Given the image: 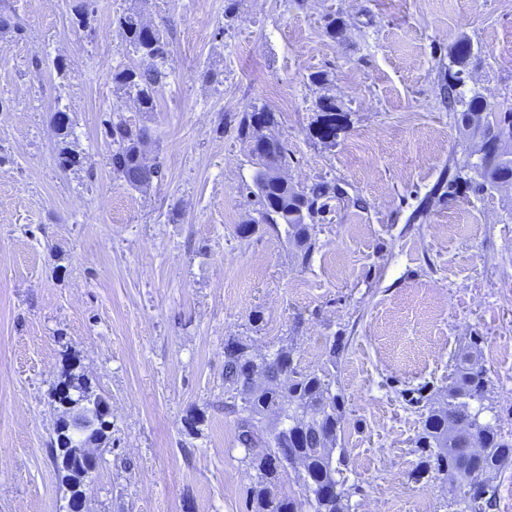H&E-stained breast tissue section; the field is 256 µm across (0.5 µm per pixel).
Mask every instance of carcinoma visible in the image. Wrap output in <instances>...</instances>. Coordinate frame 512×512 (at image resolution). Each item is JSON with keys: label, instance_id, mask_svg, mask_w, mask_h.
Returning <instances> with one entry per match:
<instances>
[{"label": "carcinoma", "instance_id": "cac0c4a2", "mask_svg": "<svg viewBox=\"0 0 512 512\" xmlns=\"http://www.w3.org/2000/svg\"><path fill=\"white\" fill-rule=\"evenodd\" d=\"M122 37L139 57L134 68H125L113 74L112 81L132 99L141 112H152L156 107L159 89L170 75L166 67L167 41L162 31L144 24L137 11L124 12L116 19ZM470 46L461 41L454 50L455 63L460 69L448 72V110L459 112L458 122L469 126L471 116L484 110L478 96L465 99L457 91L461 84V67L468 64ZM322 122L318 134L337 129L336 104H318ZM275 113L265 107L250 106L242 112L238 135L264 152L266 167H280L286 162V149L277 141L262 145L260 129L276 125ZM105 134L114 149L109 165L117 177L131 187L149 183L158 176L159 167L144 170L139 165L140 152L151 139L146 126H133L118 116L104 121ZM506 138L512 142V109L501 111L499 124L482 132L480 177L477 184H512V157L504 159L498 142ZM258 198V218L254 225H286V233L296 245L303 246L310 239L312 220L324 212L326 200L336 196V186L319 183L308 190L295 191L270 180L262 182ZM486 369L479 364L477 351L463 355L455 365L448 387V404L430 409L422 421L416 445L424 454L422 469L417 477L435 472L443 477L462 476L467 484L464 498L469 512H484L493 506L495 486L487 475L500 472L512 462V440L502 435L489 422L480 420L488 386ZM224 390L228 400L224 407L236 417L237 441L250 455V466L257 480L249 488L248 505L251 512H298L297 499L278 491L284 466H294V460H303L305 483L328 486V496L306 498L312 512H346L348 500L346 480L342 470L334 467L330 454L319 447L336 440L339 419L338 395L330 390L326 375L298 368L292 352L278 349L271 357L252 355L242 340L229 338L224 343ZM283 418L288 430L277 432L265 427L270 416ZM459 431L458 438L448 436ZM265 452L256 455L253 449Z\"/></svg>", "mask_w": 512, "mask_h": 512}]
</instances>
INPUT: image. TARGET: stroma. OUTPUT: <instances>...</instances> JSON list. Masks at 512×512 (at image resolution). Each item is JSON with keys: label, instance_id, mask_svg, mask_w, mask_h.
Returning <instances> with one entry per match:
<instances>
[{"label": "stroma", "instance_id": "1", "mask_svg": "<svg viewBox=\"0 0 512 512\" xmlns=\"http://www.w3.org/2000/svg\"><path fill=\"white\" fill-rule=\"evenodd\" d=\"M80 3L0 0V512H68L48 444L70 356L112 410L84 512H248L255 473L223 407L233 336L327 372L349 512H462L418 477L415 441L475 345L482 417L512 437V186L449 191L480 138L444 92L465 41L463 95L512 106V0H94L79 25ZM132 9L168 42L149 113L112 82L137 62L113 23ZM323 97L344 115L331 142L314 134ZM251 105L275 112L290 182L344 190L310 253L281 228L237 231L258 210L237 134ZM114 109L151 130L147 186L108 163ZM65 146L81 167L60 165Z\"/></svg>", "mask_w": 512, "mask_h": 512}]
</instances>
